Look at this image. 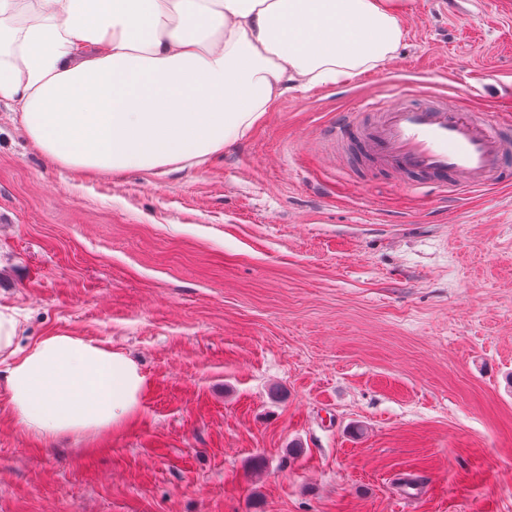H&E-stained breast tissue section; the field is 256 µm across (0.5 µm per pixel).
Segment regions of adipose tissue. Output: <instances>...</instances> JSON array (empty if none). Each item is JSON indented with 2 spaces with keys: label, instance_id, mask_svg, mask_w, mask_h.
I'll return each mask as SVG.
<instances>
[{
  "label": "adipose tissue",
  "instance_id": "obj_1",
  "mask_svg": "<svg viewBox=\"0 0 512 512\" xmlns=\"http://www.w3.org/2000/svg\"><path fill=\"white\" fill-rule=\"evenodd\" d=\"M409 0H0V101L21 106L64 166L150 170L243 136L288 84H335L380 67ZM0 313V375L26 432L120 427L146 378L124 353L69 334L16 345Z\"/></svg>",
  "mask_w": 512,
  "mask_h": 512
}]
</instances>
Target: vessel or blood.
I'll return each instance as SVG.
<instances>
[{
	"label": "vessel or blood",
	"instance_id": "vessel-or-blood-1",
	"mask_svg": "<svg viewBox=\"0 0 512 512\" xmlns=\"http://www.w3.org/2000/svg\"><path fill=\"white\" fill-rule=\"evenodd\" d=\"M368 109L378 115L371 126L355 113H340L328 137L363 147L380 169L413 188L448 198L500 186L512 175L510 115L452 112L406 89Z\"/></svg>",
	"mask_w": 512,
	"mask_h": 512
}]
</instances>
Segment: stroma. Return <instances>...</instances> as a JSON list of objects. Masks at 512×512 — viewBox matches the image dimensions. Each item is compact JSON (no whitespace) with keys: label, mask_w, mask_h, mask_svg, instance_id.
Listing matches in <instances>:
<instances>
[{"label":"stroma","mask_w":512,"mask_h":512,"mask_svg":"<svg viewBox=\"0 0 512 512\" xmlns=\"http://www.w3.org/2000/svg\"><path fill=\"white\" fill-rule=\"evenodd\" d=\"M453 2L199 164L73 170L0 101V312L147 379L60 441L0 398V512H512V185L446 203L323 136L395 88L512 114V0Z\"/></svg>","instance_id":"1"}]
</instances>
